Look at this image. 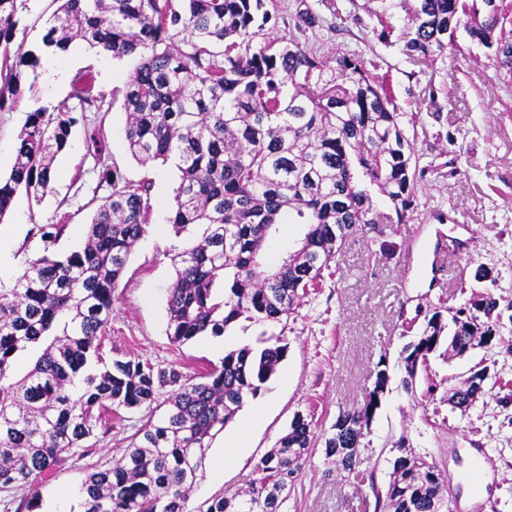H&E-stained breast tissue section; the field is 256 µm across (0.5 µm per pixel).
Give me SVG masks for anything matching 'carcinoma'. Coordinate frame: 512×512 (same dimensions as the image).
<instances>
[{
    "label": "carcinoma",
    "mask_w": 512,
    "mask_h": 512,
    "mask_svg": "<svg viewBox=\"0 0 512 512\" xmlns=\"http://www.w3.org/2000/svg\"><path fill=\"white\" fill-rule=\"evenodd\" d=\"M25 0H0V108L3 89L19 72L11 43ZM44 47L87 43L113 58L135 57L126 81V146L143 164L173 162L179 171L172 224L190 238L177 255L168 289L167 335L174 344L222 336L245 318L279 321L317 288L346 241L382 218L367 186L406 221L423 177L443 166L418 167L414 139L399 125L383 84L354 58L322 61L297 39L258 40L276 0H58ZM503 0H417L403 45L413 63L432 68L459 28L489 47L512 76V36L493 39L505 19ZM182 37L183 46L176 45ZM70 98L92 106L104 98L92 70ZM69 101L30 113L8 178L0 179V219L18 190L41 201L52 162L67 144L74 118ZM151 181L122 179L87 227L84 247L42 255L7 288L0 284V487L33 486L86 447L106 416L145 410L122 456L87 475L80 512H188L203 478L206 449L248 399L277 372L288 346L249 345L224 353L195 377L176 366L118 354L103 362L101 340L134 245L150 227ZM304 226L267 280L264 245L287 220ZM501 298L487 289L465 306L413 317L416 337L402 350L415 384L430 356L448 358L504 342ZM40 347L32 369L9 379L17 354ZM476 370L448 401L469 409L485 394ZM388 381L376 374L362 408L339 414L322 433L324 452L355 472L359 448ZM160 388L169 395L158 402ZM317 438L313 418L294 415L275 448L255 466L248 489L216 496L204 512H283ZM386 489L369 479L374 512H448L447 478L434 461L397 442Z\"/></svg>",
    "instance_id": "carcinoma-1"
}]
</instances>
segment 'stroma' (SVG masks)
Segmentation results:
<instances>
[{"mask_svg":"<svg viewBox=\"0 0 512 512\" xmlns=\"http://www.w3.org/2000/svg\"><path fill=\"white\" fill-rule=\"evenodd\" d=\"M277 3V16L265 30L268 39H298L330 60L355 54L366 70L383 80L401 123H408L412 113H423V130L414 145L421 166L440 162L446 154L456 159L457 175H427L404 223L383 221L353 235L338 259L337 272L304 297L290 317L266 324L241 319L224 335L171 343L168 288L175 278L173 257L186 240L169 221L179 172L169 162L141 165L126 149L124 86L136 58L114 59V69L106 76L98 57L77 43L54 59L67 81L48 86L42 67L20 66V83L0 108V175L5 176L30 112L53 109L69 97L74 80L87 69L106 96L102 108L75 107L67 145L54 162L51 193L38 203L18 192L12 210L0 219V240L11 246L10 274L18 276L29 260L45 252L68 254L81 248L96 204L112 192L103 177L107 168H117L133 182L149 178L151 228L135 245L116 290L104 334V358L123 352L158 367L178 364L193 374L219 363L227 339L239 347L257 345L262 337L288 346L277 374L206 451L207 462H214L227 439L242 437L231 477L222 483L203 478L191 495L190 512H199L216 495L245 490L256 463L275 447L295 414L313 415L317 424L327 427L339 412L362 406L381 361L390 380L360 449V468L373 473V483L359 482L354 474L328 463L318 446L284 512H368L371 488L387 486L401 439L446 471L453 512H478L464 474L471 449H484L492 477L487 487L491 512H512V352L496 343L449 362L431 357L427 375L417 376L410 390L402 384L406 373L400 362L407 342L403 325L416 308H456L488 286L504 304L512 303V77L496 66L492 49L462 31L434 68L411 62L402 47L415 0H336V17L325 0ZM300 5L321 17L319 27L306 32L295 28L292 17ZM56 9L55 0H26L11 44L14 57L40 53ZM96 128L102 129L106 143L101 159L87 148V136ZM22 212L28 214V223H19ZM58 224L66 230L55 239L51 233ZM409 251L420 261V271H405ZM480 365L489 368L491 378L484 397L469 411L452 409L441 394H427V379L448 388ZM142 418L139 411H120L103 442L86 455L68 457L40 484L41 499L80 489L93 466L119 458Z\"/></svg>","mask_w":512,"mask_h":512,"instance_id":"obj_1","label":"stroma"}]
</instances>
